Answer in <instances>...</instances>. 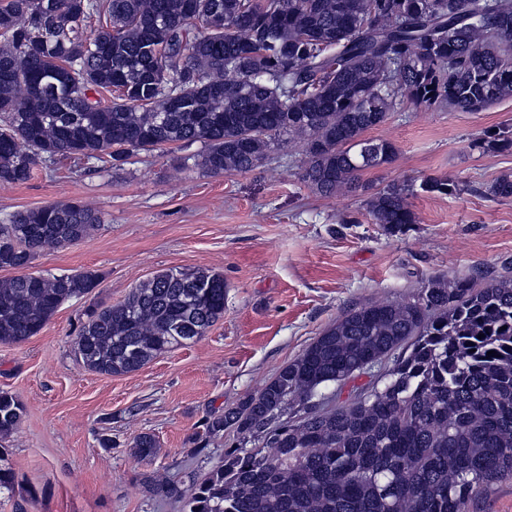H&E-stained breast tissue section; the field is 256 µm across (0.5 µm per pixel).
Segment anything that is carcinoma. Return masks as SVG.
<instances>
[{
  "label": "carcinoma",
  "instance_id": "cac0c4a2",
  "mask_svg": "<svg viewBox=\"0 0 512 512\" xmlns=\"http://www.w3.org/2000/svg\"><path fill=\"white\" fill-rule=\"evenodd\" d=\"M106 91L104 100L97 94ZM512 98V0H6L0 4V183L28 182L48 158L115 167L132 151L185 147L212 175L245 174L285 144L316 194L368 189L365 171L396 146L365 134L394 112H481ZM474 147L512 150V127ZM459 183L393 182L363 209L391 234L418 223L410 199ZM512 197V173L485 186ZM102 224L81 201L0 224V343L37 334L91 272H25ZM224 276L165 270L116 305L86 312L85 367L135 372L194 342L224 316ZM484 337H479V334ZM495 354H489V351ZM385 364L348 401L339 390ZM24 416L0 392V441ZM195 451L229 430L224 456L189 489L161 492L180 512H468L512 476V277H430L407 301L336 319L257 393L212 412ZM132 455L158 441L140 433Z\"/></svg>",
  "mask_w": 512,
  "mask_h": 512
}]
</instances>
